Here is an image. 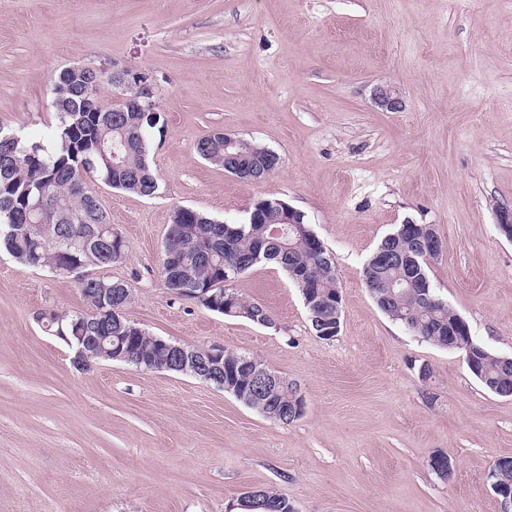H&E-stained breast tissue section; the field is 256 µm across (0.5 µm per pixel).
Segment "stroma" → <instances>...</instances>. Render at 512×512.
<instances>
[{
  "label": "stroma",
  "mask_w": 512,
  "mask_h": 512,
  "mask_svg": "<svg viewBox=\"0 0 512 512\" xmlns=\"http://www.w3.org/2000/svg\"><path fill=\"white\" fill-rule=\"evenodd\" d=\"M112 62L149 73L161 111L155 195L89 182L125 242L104 274L131 284L126 318L254 356L298 386L304 414L275 422L182 373L77 369L39 320L86 310L73 275L1 252L0 512H227L253 487L297 512H499L488 473L512 457V397L383 314L363 267L397 224L434 225L433 288L474 342L512 355V241L496 226L512 208V0H0V125L43 138L55 74ZM380 83L404 110L374 105ZM216 128L275 151L278 169L247 182L202 160ZM263 199L302 211L334 255V339L269 263L232 284L266 326L164 287L178 207L242 222Z\"/></svg>",
  "instance_id": "35a3bbf8"
}]
</instances>
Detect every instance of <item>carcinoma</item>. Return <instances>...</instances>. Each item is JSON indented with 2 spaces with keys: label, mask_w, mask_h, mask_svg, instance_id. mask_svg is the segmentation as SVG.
<instances>
[{
  "label": "carcinoma",
  "mask_w": 512,
  "mask_h": 512,
  "mask_svg": "<svg viewBox=\"0 0 512 512\" xmlns=\"http://www.w3.org/2000/svg\"><path fill=\"white\" fill-rule=\"evenodd\" d=\"M83 100L77 95L57 93L52 108L58 124L49 135V144L29 140L0 126V248L18 262L31 268L66 267L92 276L77 282L90 311L86 313L44 315L48 327L71 332L72 323L82 320L89 336L107 337L106 346L132 353L130 364L142 359L164 365L171 356L160 348L155 337L133 330L134 323L125 316L131 293L127 284L93 273L112 266V237L100 232L109 223L98 199L85 184L80 169L94 171L106 184L138 196L150 197L159 189L149 164L147 132L154 127L150 117L141 112L112 111L106 101L103 112L82 111ZM235 144L224 148V135L208 133L196 143L197 154L205 161L224 168L230 175L253 177V170H274L280 158L259 144L234 137ZM123 168L120 180L112 181L109 162ZM41 203L53 221L49 232L36 236L29 230L26 206ZM256 206L281 218V210L273 200H261ZM164 242L161 277L166 288L178 294L185 273L192 275L199 288H222L225 279L235 280L256 264L270 262L284 272L308 273L306 287L312 301L307 306L316 336L330 340L336 334V266L328 252H315L309 243L310 227L304 219L290 224L281 218L279 224L219 222L200 211L187 207L175 211ZM411 240L394 230L387 235L369 257L364 271L373 268L376 259L385 254L410 252ZM380 276L392 289L378 288L372 280L365 285L376 306L390 319L406 326L415 335L443 349L448 348V327L459 316L448 309L434 288H408L409 270L399 264L386 266ZM112 288L120 294L115 302L120 313L112 320L104 319L102 306L95 293ZM246 353L224 351V383L233 395L248 407L265 416L288 406L292 383L283 385L274 397L258 401L250 396L251 371L243 362ZM474 366L471 374L488 390L499 383L512 382V360L473 344ZM292 502L269 489L259 490L253 508L248 512H291Z\"/></svg>",
  "instance_id": "1"
}]
</instances>
